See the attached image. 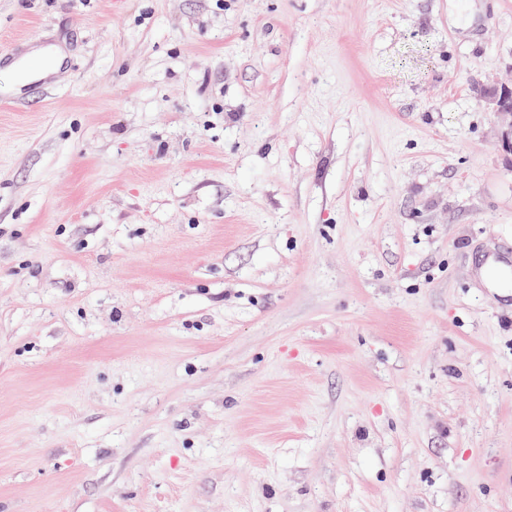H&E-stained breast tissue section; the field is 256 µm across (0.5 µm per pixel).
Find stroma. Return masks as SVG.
<instances>
[{
	"label": "stroma",
	"instance_id": "35a3bbf8",
	"mask_svg": "<svg viewBox=\"0 0 512 512\" xmlns=\"http://www.w3.org/2000/svg\"><path fill=\"white\" fill-rule=\"evenodd\" d=\"M0 512H512V0H0ZM32 54L33 58L37 60L43 59V61L42 63L33 66L36 68V70L32 71L27 78L36 79L52 74H59V69L63 58L62 51L56 50L55 52H44L42 50L34 49ZM474 89L483 98L484 102L492 112L511 118L507 130L500 140V148L507 153L512 152V88L501 86H475Z\"/></svg>",
	"mask_w": 512,
	"mask_h": 512
}]
</instances>
